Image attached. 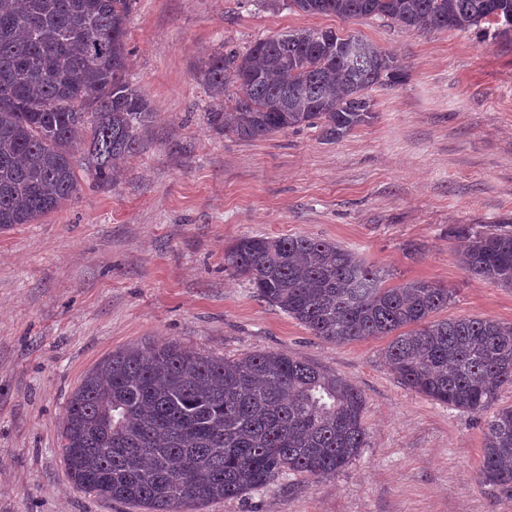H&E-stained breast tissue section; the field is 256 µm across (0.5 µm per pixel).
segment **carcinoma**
Here are the masks:
<instances>
[{
	"label": "carcinoma",
	"mask_w": 512,
	"mask_h": 512,
	"mask_svg": "<svg viewBox=\"0 0 512 512\" xmlns=\"http://www.w3.org/2000/svg\"><path fill=\"white\" fill-rule=\"evenodd\" d=\"M134 0H0V229L30 224L80 190L84 170L111 186L154 112L127 79ZM309 14L377 17L408 31L512 36V0H288ZM405 78L372 42L297 29L211 55L202 80L212 128L256 140L315 127L328 141L372 118L370 91ZM459 255L471 275L512 288V231H477ZM224 266L263 301L338 345L390 336L385 360L405 386L486 418L480 483L512 501V323L434 319L452 292L389 273L338 243L243 237ZM365 397L346 379L284 352L226 360L169 342L102 359L71 394L60 426L70 483L146 512H191L293 471L338 473L366 447Z\"/></svg>",
	"instance_id": "obj_1"
}]
</instances>
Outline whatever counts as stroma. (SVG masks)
Listing matches in <instances>:
<instances>
[{"label":"stroma","instance_id":"stroma-1","mask_svg":"<svg viewBox=\"0 0 512 512\" xmlns=\"http://www.w3.org/2000/svg\"><path fill=\"white\" fill-rule=\"evenodd\" d=\"M302 28L356 34L407 77L371 92L375 115L335 142L318 129L218 133L201 80L211 53ZM129 79L154 119L119 180L0 229V512H136L75 490L59 438L73 389L131 344L174 342L235 359L282 351L365 397L368 440L343 471L286 473L202 512H512L478 480L484 417L404 386L389 340L313 336L224 267L243 237L332 241L392 283L453 292L442 319L512 323V288L458 262L457 224L512 230V42L312 15L266 0H134Z\"/></svg>","mask_w":512,"mask_h":512}]
</instances>
